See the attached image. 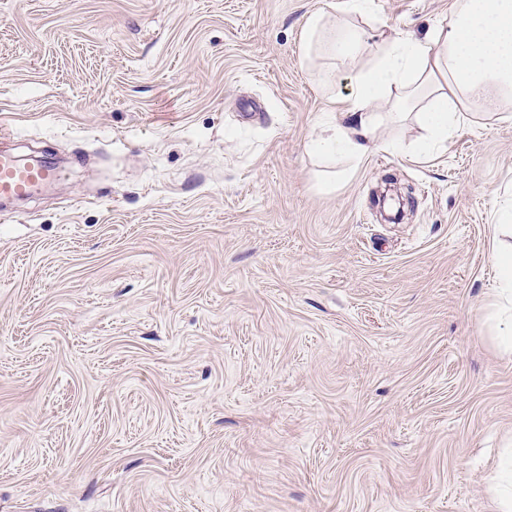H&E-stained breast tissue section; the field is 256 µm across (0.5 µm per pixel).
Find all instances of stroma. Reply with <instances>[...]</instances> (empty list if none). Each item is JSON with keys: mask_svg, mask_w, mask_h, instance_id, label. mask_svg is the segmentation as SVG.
<instances>
[{"mask_svg": "<svg viewBox=\"0 0 512 512\" xmlns=\"http://www.w3.org/2000/svg\"><path fill=\"white\" fill-rule=\"evenodd\" d=\"M327 3L0 0V128L62 168L0 210V512H498L512 120L423 159L387 123L327 171L350 73L324 91L299 42ZM452 3L373 0L372 26ZM493 264L496 285L492 289L499 301L495 319L500 326L496 344L501 352L512 354V243H500L493 252Z\"/></svg>", "mask_w": 512, "mask_h": 512, "instance_id": "1", "label": "stroma"}]
</instances>
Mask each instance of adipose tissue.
<instances>
[{
  "label": "adipose tissue",
  "instance_id": "ef3b65f1",
  "mask_svg": "<svg viewBox=\"0 0 512 512\" xmlns=\"http://www.w3.org/2000/svg\"><path fill=\"white\" fill-rule=\"evenodd\" d=\"M371 0H331L300 32L303 59L319 53L349 69L352 91L338 97L336 121L311 141L317 156L357 163L374 142L382 116L414 114L430 146L447 143L473 111L512 108V0H454L448 22L426 36L372 33L355 25ZM499 324L496 344L512 354V243L493 253Z\"/></svg>",
  "mask_w": 512,
  "mask_h": 512
}]
</instances>
